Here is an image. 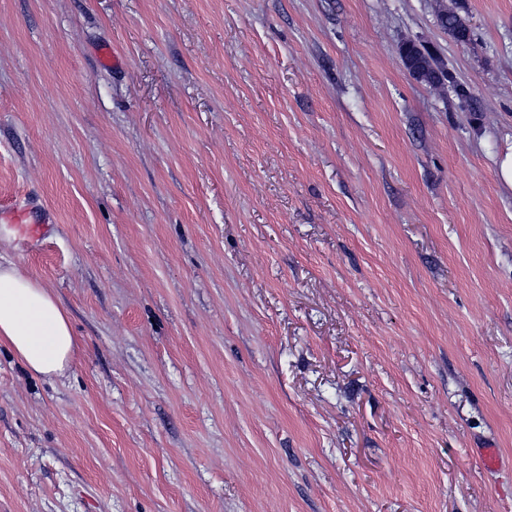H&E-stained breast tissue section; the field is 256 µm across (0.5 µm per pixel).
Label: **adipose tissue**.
Segmentation results:
<instances>
[{
  "mask_svg": "<svg viewBox=\"0 0 512 512\" xmlns=\"http://www.w3.org/2000/svg\"><path fill=\"white\" fill-rule=\"evenodd\" d=\"M37 376L61 377L78 351L69 319L53 293L12 263H0V346Z\"/></svg>",
  "mask_w": 512,
  "mask_h": 512,
  "instance_id": "adipose-tissue-1",
  "label": "adipose tissue"
}]
</instances>
